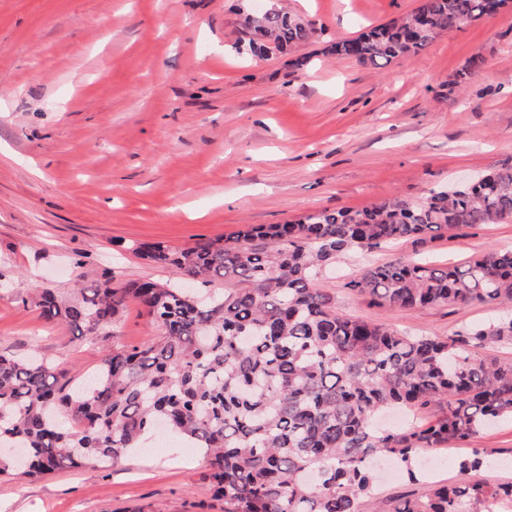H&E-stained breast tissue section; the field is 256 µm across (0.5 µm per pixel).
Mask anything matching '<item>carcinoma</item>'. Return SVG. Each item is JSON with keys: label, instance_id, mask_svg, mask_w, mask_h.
Instances as JSON below:
<instances>
[{"label": "carcinoma", "instance_id": "1", "mask_svg": "<svg viewBox=\"0 0 512 512\" xmlns=\"http://www.w3.org/2000/svg\"><path fill=\"white\" fill-rule=\"evenodd\" d=\"M506 0H420L409 15L372 26L324 52L382 68L418 54L446 34L494 17ZM236 49L262 57L310 42L314 21L277 3L238 8ZM483 66L457 72L461 88ZM512 220V166L488 180L418 201L393 198L363 209L317 211L284 224L177 250L133 244L180 283L111 281L64 298L38 290L42 319L95 336L134 303L157 329L140 346H114L78 386L44 360L0 355V477L116 461L142 447L162 421L201 453L224 512H361L376 497L370 460L381 454L412 480L429 448L462 445L512 420V361L476 350L512 344V316L451 339L407 336L336 310L322 270L343 253H372L402 240H436L462 226ZM348 287L393 310L512 303V250H489L463 264L433 265L393 255ZM389 407L439 415L381 432ZM496 454L477 448L458 463L460 479L426 484L392 512H495L512 503V481L470 479Z\"/></svg>", "mask_w": 512, "mask_h": 512}]
</instances>
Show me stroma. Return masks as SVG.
Wrapping results in <instances>:
<instances>
[{
	"label": "stroma",
	"mask_w": 512,
	"mask_h": 512,
	"mask_svg": "<svg viewBox=\"0 0 512 512\" xmlns=\"http://www.w3.org/2000/svg\"><path fill=\"white\" fill-rule=\"evenodd\" d=\"M239 0H0V354H35L89 377L112 345L155 329L136 305L95 340L43 321L36 287L69 297L104 279H172L132 243L184 246L247 224L319 210L416 201L512 164V6L371 69L330 42L414 11L419 0H282L323 34L287 56L236 54ZM484 65L448 84L473 55ZM512 249V221L392 252L349 254L323 274L341 312L412 336L446 338L498 316L494 305L389 310L347 283L397 253L437 264ZM97 467L37 480L0 477V512H224L198 454L169 440ZM478 448L512 459V422L459 448L425 451L421 481L380 475L385 508L424 483L453 482Z\"/></svg>",
	"instance_id": "obj_1"
}]
</instances>
